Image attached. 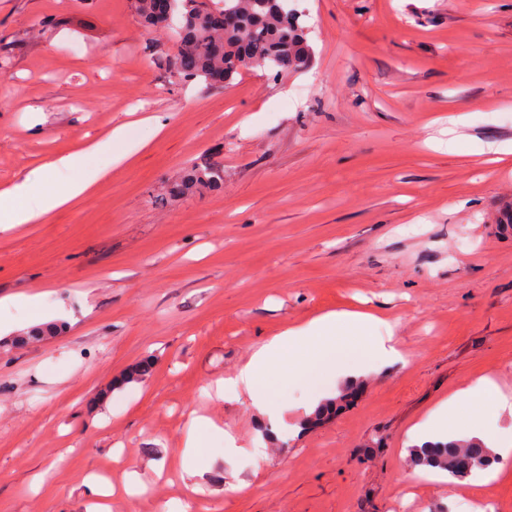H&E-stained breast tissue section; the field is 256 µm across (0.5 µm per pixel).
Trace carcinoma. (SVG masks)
<instances>
[{
    "instance_id": "1",
    "label": "carcinoma",
    "mask_w": 512,
    "mask_h": 512,
    "mask_svg": "<svg viewBox=\"0 0 512 512\" xmlns=\"http://www.w3.org/2000/svg\"><path fill=\"white\" fill-rule=\"evenodd\" d=\"M170 14L159 11L158 0H135L144 26L173 35L175 51L169 68L183 82L229 84L243 70L263 69L276 74L308 67L312 47L301 14L288 9L287 0H173ZM224 185V167L217 163L191 166L174 184L171 193L214 190ZM54 324L40 326L15 340L17 344L54 335ZM355 397L350 390L317 407L308 422L321 421L338 401ZM415 467L439 468L462 478L495 462L485 444L470 437L413 447Z\"/></svg>"
}]
</instances>
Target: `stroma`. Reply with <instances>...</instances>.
<instances>
[{"label": "stroma", "mask_w": 512, "mask_h": 512, "mask_svg": "<svg viewBox=\"0 0 512 512\" xmlns=\"http://www.w3.org/2000/svg\"><path fill=\"white\" fill-rule=\"evenodd\" d=\"M309 67L180 81L134 0H0V187L125 128L89 195L0 228V512H460L413 425L470 379L512 388V0H301ZM161 117L154 130L150 117ZM224 185L178 198L191 164ZM40 296L60 329L35 327ZM405 354L303 428L307 390L219 396L271 336L326 312ZM143 382L120 385L143 361ZM220 430L188 457L193 421ZM232 437L239 451L224 450ZM261 449L259 461L246 456Z\"/></svg>", "instance_id": "1"}]
</instances>
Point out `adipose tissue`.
<instances>
[{
  "label": "adipose tissue",
  "instance_id": "adipose-tissue-1",
  "mask_svg": "<svg viewBox=\"0 0 512 512\" xmlns=\"http://www.w3.org/2000/svg\"><path fill=\"white\" fill-rule=\"evenodd\" d=\"M125 138L124 128L112 130L103 139L82 149L56 157L32 170L19 183L0 189V224H39L52 211L69 204L73 199L85 195L103 177L102 169L90 166L89 156L108 155L113 161H121V154L113 147ZM79 171L78 179L50 186L46 193L37 195L34 185L43 182L47 173L60 170ZM346 324L348 329L360 334L362 345L359 352L337 360V327ZM381 317L367 313L329 312L311 319L308 323L294 326L266 340L257 348L247 363L231 377L221 381L220 386L228 395H247L261 408L270 407L272 394L287 381L308 379L313 370L330 374H356L382 368L388 363L401 360L402 354L390 340L378 336L383 326ZM309 350L307 364L295 367L290 378L278 376L281 364L292 360L300 350ZM468 401L481 407H507L512 405V394L503 391L498 382L489 376H480L442 399L429 415L412 428L414 434L429 438L444 432L453 436L468 435L482 440L493 453L507 458L512 456V439L489 434L483 418L459 425L455 422L456 407L460 401Z\"/></svg>",
  "mask_w": 512,
  "mask_h": 512
}]
</instances>
